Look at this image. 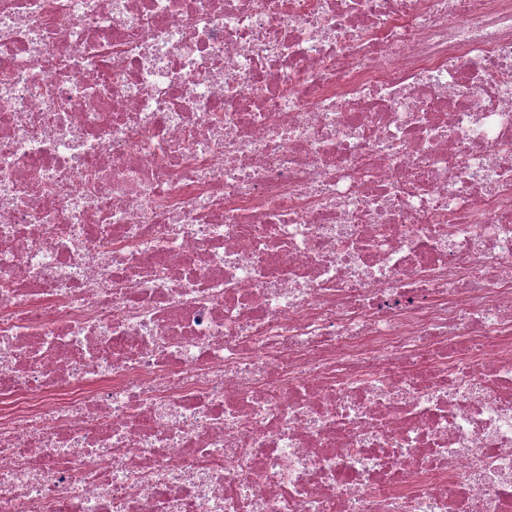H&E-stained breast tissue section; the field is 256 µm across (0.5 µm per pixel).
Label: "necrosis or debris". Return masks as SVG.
Masks as SVG:
<instances>
[{
  "mask_svg": "<svg viewBox=\"0 0 512 512\" xmlns=\"http://www.w3.org/2000/svg\"><path fill=\"white\" fill-rule=\"evenodd\" d=\"M0 512H512V0H0Z\"/></svg>",
  "mask_w": 512,
  "mask_h": 512,
  "instance_id": "1",
  "label": "necrosis or debris"
}]
</instances>
